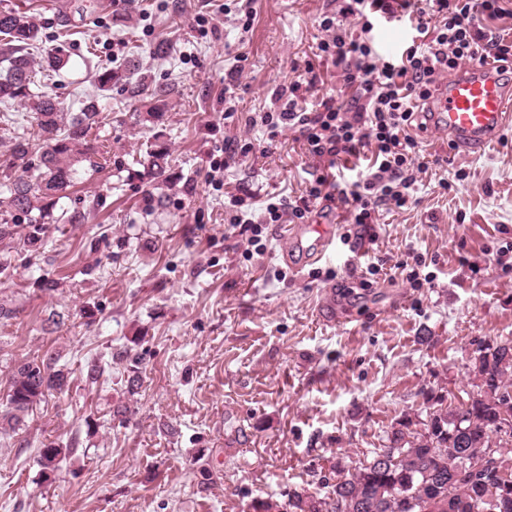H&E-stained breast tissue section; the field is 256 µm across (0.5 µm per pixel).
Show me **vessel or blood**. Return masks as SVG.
<instances>
[{
  "label": "vessel or blood",
  "mask_w": 512,
  "mask_h": 512,
  "mask_svg": "<svg viewBox=\"0 0 512 512\" xmlns=\"http://www.w3.org/2000/svg\"><path fill=\"white\" fill-rule=\"evenodd\" d=\"M509 123L512 85L477 63L447 81L428 106V126L465 144H486Z\"/></svg>",
  "instance_id": "b4317fda"
}]
</instances>
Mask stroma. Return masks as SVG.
I'll list each match as a JSON object with an SVG mask.
<instances>
[{
	"label": "stroma",
	"instance_id": "stroma-1",
	"mask_svg": "<svg viewBox=\"0 0 512 512\" xmlns=\"http://www.w3.org/2000/svg\"><path fill=\"white\" fill-rule=\"evenodd\" d=\"M77 5L0 0L36 23L38 91L69 112L96 99L102 118L100 166L76 177L42 247L21 230L0 239V302L17 310L0 320V405L21 362L52 353L72 376L0 437V512H254L294 490L324 497L334 464L384 447L398 420H425L429 398L473 391L476 351L512 339V126L479 151L410 128L425 161L413 202L382 207L374 240L359 241L375 283L352 295L347 246L295 274L283 225L259 252L224 222L225 193L304 194L313 160L298 130L271 142L249 120L309 63L308 103L347 101L342 69L316 56L319 19L339 0H252L246 31L212 0ZM201 15L214 18L205 37ZM160 41L167 54H154ZM58 46L68 65L45 71ZM110 66L130 77L103 92L94 74ZM29 127L23 103L0 101V179L17 175L12 139ZM234 139L261 151L230 162L214 190L206 159ZM158 141L163 181L143 166ZM74 214L82 222L68 223ZM412 254L430 284L407 283ZM43 277L55 291L40 290ZM95 360L112 368L91 388L82 372ZM118 406L129 421L110 417ZM73 436L77 452L44 479L41 443Z\"/></svg>",
	"mask_w": 512,
	"mask_h": 512
}]
</instances>
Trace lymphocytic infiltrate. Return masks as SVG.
Here are the masks:
<instances>
[{"label":"lymphocytic infiltrate","instance_id":"1","mask_svg":"<svg viewBox=\"0 0 512 512\" xmlns=\"http://www.w3.org/2000/svg\"><path fill=\"white\" fill-rule=\"evenodd\" d=\"M501 12L500 0H342L338 12L323 15L319 26L326 36L317 49L343 66L351 101L342 105L330 97L307 105L298 81L277 91L276 108L261 117L269 138L298 129L317 164L305 194L267 198L262 219L252 217V195L230 196L224 205L230 227L245 226L256 246L267 225L303 223L321 203L347 206L352 224L366 229L381 206L411 203L423 164L409 129L433 98L437 75L477 62L512 81V39L476 23L477 16ZM383 20L405 24L409 37L401 53L385 57L376 50L373 30ZM367 149L370 168L349 166Z\"/></svg>","mask_w":512,"mask_h":512}]
</instances>
